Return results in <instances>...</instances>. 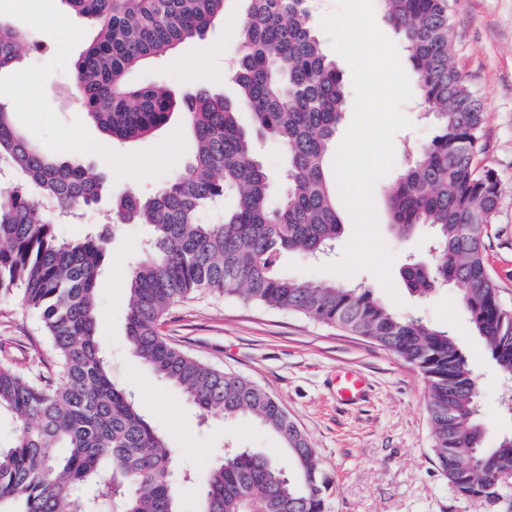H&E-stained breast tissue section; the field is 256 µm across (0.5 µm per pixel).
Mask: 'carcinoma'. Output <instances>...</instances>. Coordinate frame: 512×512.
Segmentation results:
<instances>
[{"mask_svg":"<svg viewBox=\"0 0 512 512\" xmlns=\"http://www.w3.org/2000/svg\"><path fill=\"white\" fill-rule=\"evenodd\" d=\"M226 0H64L95 25L74 64L89 119L125 144L183 115L194 139L184 171L149 197L112 199L107 226L77 241L59 223L96 205L105 186L91 168L60 159L22 135L0 104V298L20 293L35 311L55 357L53 372L26 374L0 362V415L16 421L0 445L5 512H182L175 487L190 475L165 437L112 381L96 329L98 281L109 225L145 224L150 240L126 278V332L134 354L176 387L203 416L250 417L279 436L293 472L268 455L240 449L213 462L197 512H325L330 481L306 434L280 402L245 377L173 346L158 325L174 305L203 294L261 305L335 327L418 369L428 382L434 453L455 492L491 500L512 481V436L484 446L476 383L446 330L401 316L371 291L341 282L310 286L281 273L285 252L326 254L342 231L328 164L347 105L336 61L323 51L310 0H241L230 99L204 84L178 97L159 84H132L146 61L200 37L224 16ZM415 76L419 105L436 134L413 150L387 190L390 223L408 235L432 232L431 260L406 263L410 293L459 285L471 322L503 373L512 376V308L491 277L485 237L499 204V179L478 167L481 100L453 63L448 0H380ZM25 40L0 21V71ZM247 111L251 126L238 114ZM282 150L264 167L260 141ZM224 207L220 224L203 210ZM54 448L65 452L55 454Z\"/></svg>","mask_w":512,"mask_h":512,"instance_id":"cac0c4a2","label":"carcinoma"}]
</instances>
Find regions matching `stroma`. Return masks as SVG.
I'll return each mask as SVG.
<instances>
[{"label":"stroma","mask_w":512,"mask_h":512,"mask_svg":"<svg viewBox=\"0 0 512 512\" xmlns=\"http://www.w3.org/2000/svg\"><path fill=\"white\" fill-rule=\"evenodd\" d=\"M62 7L61 0H0V18L30 38L15 65L0 72V88L11 87L24 75L36 89L35 101L9 103L12 119L42 146L97 168L112 194H153L193 154L185 120L178 115L149 136L111 144L88 120L73 81L74 62L93 39V25L75 15L63 29L41 23L46 11ZM242 20L238 0H227L223 18L204 36L133 71L131 81H157L179 96L202 81L233 95L229 66L236 45L231 32ZM451 20L455 65L484 106L479 161L495 169L500 179L487 257L501 300L512 307V0H451ZM402 111L411 125L395 133L394 164L372 191L376 229L393 256L390 286H383L369 269L348 276L333 272L355 230L341 199L336 206L342 232L333 254L313 262L291 253L281 258L279 267L311 285L342 280L361 285L394 312L447 330L476 378L485 445L492 448L512 434V378L502 374L474 332L460 287L443 288L423 299L410 294L400 277L408 255L425 256L426 239L421 234L402 239L392 232L385 190L410 161L403 144L424 143L435 135L434 124L417 111L415 100H408ZM73 129L83 141L77 151L64 140ZM147 236L142 224L114 231L97 293V329L113 381L134 396L140 412L170 447L180 449L181 466L192 479L179 483L176 493L184 512H193L210 462L225 449L248 448L280 458L285 452L274 434L251 419L199 417L178 390L135 357L126 336V275L139 260ZM159 331L189 355L246 377L279 400L307 435L331 481L326 512H512V484L494 502L462 498L448 484L432 451L426 379L374 344L294 314L208 294L171 308ZM1 342L9 344L18 367L52 359L38 316L14 296L0 299ZM342 368L365 377V401L348 407L338 403L335 377Z\"/></svg>","instance_id":"obj_1"}]
</instances>
